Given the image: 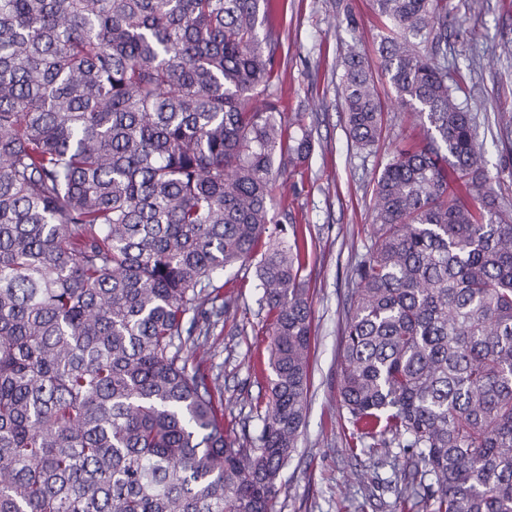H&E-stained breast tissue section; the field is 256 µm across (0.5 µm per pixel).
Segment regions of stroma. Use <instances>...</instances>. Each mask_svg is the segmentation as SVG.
<instances>
[{"instance_id": "1", "label": "stroma", "mask_w": 512, "mask_h": 512, "mask_svg": "<svg viewBox=\"0 0 512 512\" xmlns=\"http://www.w3.org/2000/svg\"><path fill=\"white\" fill-rule=\"evenodd\" d=\"M448 67L459 71L475 115L485 166L501 205L512 211V0H448ZM279 78L267 90L283 123L311 132L306 163L279 179L274 214L292 213L308 241L303 275L312 311L310 390L298 447L281 471L278 512H402L383 481L415 462L353 433L339 396L342 340L355 287L352 272L373 238V190L404 137L421 132L379 80L383 133L356 150L346 124L340 75L350 45L374 59L379 23L370 0H287L276 23ZM224 331L192 354L220 378L224 431L256 432L268 384L255 363L266 356L267 310L259 302L255 262L224 273Z\"/></svg>"}]
</instances>
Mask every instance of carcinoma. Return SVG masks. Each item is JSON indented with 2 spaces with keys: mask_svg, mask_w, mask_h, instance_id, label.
<instances>
[{
  "mask_svg": "<svg viewBox=\"0 0 512 512\" xmlns=\"http://www.w3.org/2000/svg\"><path fill=\"white\" fill-rule=\"evenodd\" d=\"M378 68L423 128L377 177L340 397L424 468L423 512H512V215L448 75V0H371ZM277 0H0V512H277L305 420L306 243L273 186L312 150L277 99ZM349 137L383 129L352 45ZM470 184L463 201L450 179ZM256 266L270 336L255 435L224 434L187 352Z\"/></svg>",
  "mask_w": 512,
  "mask_h": 512,
  "instance_id": "carcinoma-1",
  "label": "carcinoma"
}]
</instances>
